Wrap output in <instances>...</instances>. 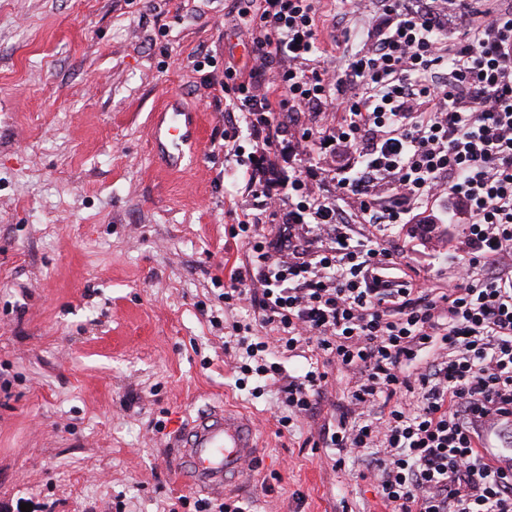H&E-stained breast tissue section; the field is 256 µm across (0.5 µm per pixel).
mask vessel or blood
Wrapping results in <instances>:
<instances>
[{
    "label": "vessel or blood",
    "mask_w": 512,
    "mask_h": 512,
    "mask_svg": "<svg viewBox=\"0 0 512 512\" xmlns=\"http://www.w3.org/2000/svg\"><path fill=\"white\" fill-rule=\"evenodd\" d=\"M203 114L173 96L155 109L150 129V152L165 171H179L187 153L200 140ZM481 446L495 455L499 467L512 469V422L498 416L482 422ZM258 444L251 422L218 406L195 420L180 435L173 448L178 477L193 488L223 494L239 479L246 463L256 460Z\"/></svg>",
    "instance_id": "vessel-or-blood-1"
}]
</instances>
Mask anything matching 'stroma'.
<instances>
[{
  "mask_svg": "<svg viewBox=\"0 0 512 512\" xmlns=\"http://www.w3.org/2000/svg\"><path fill=\"white\" fill-rule=\"evenodd\" d=\"M237 0H0V512H168L186 487L173 446L215 402L250 415L261 448L233 498L251 512H384L369 453L331 466L319 430L346 402L330 370L315 419L280 430L283 396L225 347L251 306H225L242 213H259L224 156L235 124L208 97L205 55L244 65ZM171 92L206 116L183 171L149 155ZM470 218L429 201L418 223L368 227L435 288ZM222 325L211 328L209 315Z\"/></svg>",
  "mask_w": 512,
  "mask_h": 512,
  "instance_id": "obj_1",
  "label": "stroma"
}]
</instances>
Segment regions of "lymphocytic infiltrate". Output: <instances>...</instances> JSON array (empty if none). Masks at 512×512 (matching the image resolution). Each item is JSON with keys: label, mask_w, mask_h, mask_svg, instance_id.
<instances>
[{"label": "lymphocytic infiltrate", "mask_w": 512, "mask_h": 512, "mask_svg": "<svg viewBox=\"0 0 512 512\" xmlns=\"http://www.w3.org/2000/svg\"><path fill=\"white\" fill-rule=\"evenodd\" d=\"M339 2L338 18L369 26L335 66L316 60L351 34L320 42L316 0H259L233 18L252 31L248 72L228 65L203 83L241 117L257 154L245 175L267 200L238 224L247 260L224 290L251 302L263 330L238 338L241 370L280 384L288 427L312 415L330 368L346 373L348 404L321 440L338 467L372 451L367 476L386 512H512V471L473 448L481 416L512 414V0ZM456 19L467 31L452 38ZM286 112L321 123L293 133ZM342 148L353 156L343 176L268 162ZM443 196L471 218L445 289L386 279L393 250L350 239L342 219L347 205L362 224H407ZM306 346L298 375L270 359Z\"/></svg>", "instance_id": "f902f5d3"}]
</instances>
